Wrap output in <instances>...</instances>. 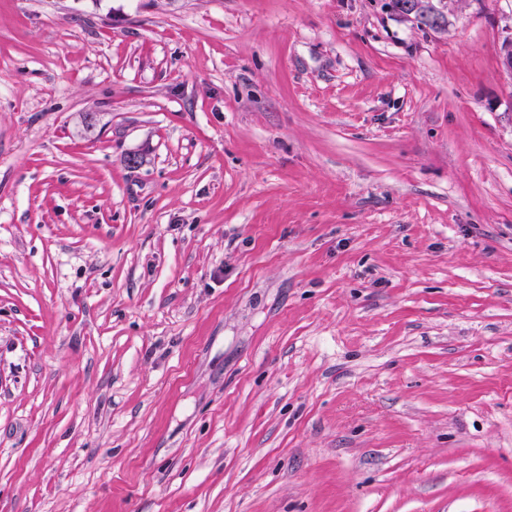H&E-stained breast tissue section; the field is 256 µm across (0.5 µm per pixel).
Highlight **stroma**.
<instances>
[{"mask_svg": "<svg viewBox=\"0 0 512 512\" xmlns=\"http://www.w3.org/2000/svg\"><path fill=\"white\" fill-rule=\"evenodd\" d=\"M0 0V512H512V0Z\"/></svg>", "mask_w": 512, "mask_h": 512, "instance_id": "obj_1", "label": "stroma"}]
</instances>
